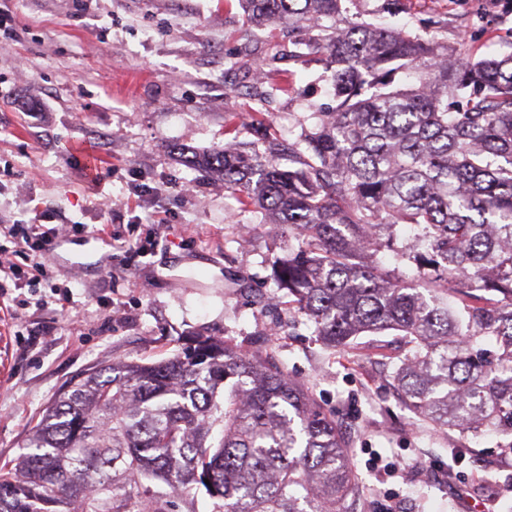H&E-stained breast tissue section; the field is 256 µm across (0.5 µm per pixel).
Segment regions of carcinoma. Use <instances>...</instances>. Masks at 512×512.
<instances>
[{"label":"carcinoma","instance_id":"obj_1","mask_svg":"<svg viewBox=\"0 0 512 512\" xmlns=\"http://www.w3.org/2000/svg\"><path fill=\"white\" fill-rule=\"evenodd\" d=\"M238 2L256 24L312 34L336 106L286 149L180 154L288 225L274 279L328 349L400 332L408 407L512 449V53L467 62L435 36L354 21L341 0ZM355 491L335 413L211 337L85 373L0 467V512H198L200 493L214 512H347Z\"/></svg>","mask_w":512,"mask_h":512}]
</instances>
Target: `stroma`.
<instances>
[{
    "label": "stroma",
    "mask_w": 512,
    "mask_h": 512,
    "mask_svg": "<svg viewBox=\"0 0 512 512\" xmlns=\"http://www.w3.org/2000/svg\"><path fill=\"white\" fill-rule=\"evenodd\" d=\"M343 8L413 38L436 31L478 57L512 52V0ZM0 19V225L69 229L25 290L28 308L0 321V465L79 373L213 336L267 354L335 413L357 477L347 512H512L501 437L439 431L407 408L391 378L407 349L398 333L326 348L273 300L281 229L173 152L223 147L234 128L296 140L334 105L315 55L294 58L286 29L246 26L226 0H0ZM135 223L146 253L100 254ZM124 263L126 277L110 282ZM52 290L71 293L68 312L35 307Z\"/></svg>",
    "instance_id": "stroma-1"
}]
</instances>
